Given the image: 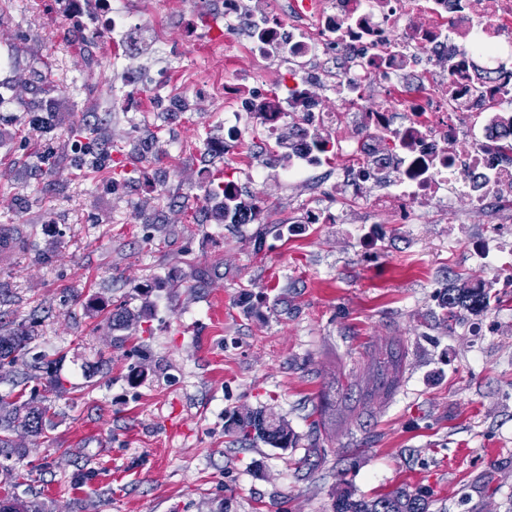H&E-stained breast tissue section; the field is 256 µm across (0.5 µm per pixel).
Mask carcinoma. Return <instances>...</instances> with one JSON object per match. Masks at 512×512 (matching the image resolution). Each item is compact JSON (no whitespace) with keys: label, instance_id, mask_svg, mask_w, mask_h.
<instances>
[{"label":"carcinoma","instance_id":"cac0c4a2","mask_svg":"<svg viewBox=\"0 0 512 512\" xmlns=\"http://www.w3.org/2000/svg\"><path fill=\"white\" fill-rule=\"evenodd\" d=\"M204 198L212 202L211 214L220 222H226L228 213L253 205L236 199L224 182L210 180L203 186ZM160 283L140 284L135 291L142 298V305L136 311L122 308L112 313V329L121 330L144 316L152 307L150 300L154 289ZM491 295L482 288L453 287L445 290L443 308L446 315L456 319L462 312L480 313L490 307ZM35 340L34 329L25 324L14 327L0 325V368L15 367L25 362L30 344ZM405 363V354L397 341L388 345L386 357L375 366L376 390L390 392L398 382ZM46 426V410L25 401L5 402L0 399V457L9 460L21 455L11 434L18 428L39 434ZM224 432L241 444L261 440L273 448H291L296 442L288 421L265 411H236L224 417ZM429 497L421 490H411L400 485L372 500L354 499L346 492L340 493L333 505V512H429ZM0 512H39L32 502H23L16 497L6 496L0 500Z\"/></svg>","mask_w":512,"mask_h":512}]
</instances>
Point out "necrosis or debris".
I'll use <instances>...</instances> for the list:
<instances>
[{
    "label": "necrosis or debris",
    "mask_w": 512,
    "mask_h": 512,
    "mask_svg": "<svg viewBox=\"0 0 512 512\" xmlns=\"http://www.w3.org/2000/svg\"><path fill=\"white\" fill-rule=\"evenodd\" d=\"M75 10L97 14L104 37L132 26L117 0H76ZM224 35L284 86L255 95L258 77L247 73L224 88L225 147L245 143L251 127L264 134L248 179L336 174L327 202L305 208L301 223L338 224L362 209L417 224L422 207L444 218L459 196L512 222V0H272L266 9L224 0ZM318 87L339 89V109L320 105ZM245 99L248 126L235 113ZM290 123L299 132L278 151Z\"/></svg>",
    "instance_id": "obj_1"
}]
</instances>
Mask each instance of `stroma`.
<instances>
[{"instance_id": "obj_1", "label": "stroma", "mask_w": 512, "mask_h": 512, "mask_svg": "<svg viewBox=\"0 0 512 512\" xmlns=\"http://www.w3.org/2000/svg\"><path fill=\"white\" fill-rule=\"evenodd\" d=\"M220 2L128 0L141 38L160 26L167 42L114 71L111 40L88 35L97 15L0 0L13 61L0 73V228L26 242L0 261V321L36 334L24 371L0 370V398L51 409L43 433L13 432L18 479L0 495L42 512H333L340 492L404 484L428 490L431 512H512V287L450 324L439 306L444 288L492 280L473 247L512 259V230L491 235L492 211L463 199L450 224L365 211L300 223L325 172L253 183L224 148L210 87L257 65L241 52L225 68V42L206 44L224 27ZM46 112L51 134L20 123ZM99 121L86 152L79 128ZM229 172L274 228L262 251L255 225L209 214L202 187ZM201 269L209 282L191 287ZM170 277L182 287L154 290L147 317L112 329L117 307H140L135 284ZM392 340L405 366L376 396L366 354ZM256 408L285 418L295 446L225 434L226 414Z\"/></svg>"}]
</instances>
